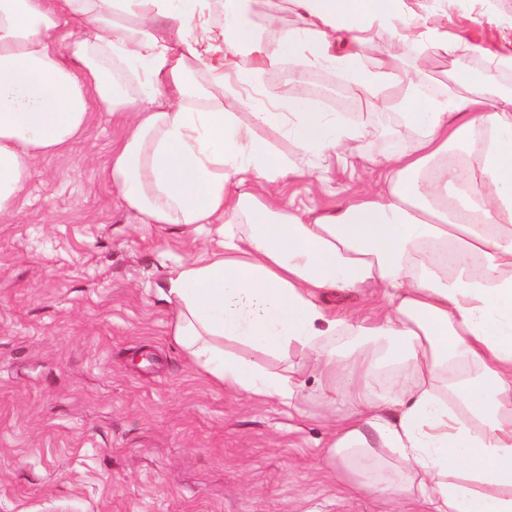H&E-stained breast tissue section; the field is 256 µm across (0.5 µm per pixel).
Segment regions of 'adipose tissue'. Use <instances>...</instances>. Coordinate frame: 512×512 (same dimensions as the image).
<instances>
[{
  "label": "adipose tissue",
  "instance_id": "obj_1",
  "mask_svg": "<svg viewBox=\"0 0 512 512\" xmlns=\"http://www.w3.org/2000/svg\"><path fill=\"white\" fill-rule=\"evenodd\" d=\"M442 2L0 0V219L38 159L87 131L92 103L125 114L105 168L125 207L224 240L156 290L192 363L292 408L299 386L270 362L300 352L322 390L346 382L354 410L328 456L364 489L427 512H512V91L497 87L512 41L470 66ZM381 33L443 63L442 90L425 95L402 55L367 54ZM281 67L285 97L260 81ZM316 72L393 110L408 144L377 160L369 195L300 210L279 187L302 168L259 129L324 169L365 126L314 105ZM360 290L377 297L371 315L323 303ZM382 339L406 374L384 393Z\"/></svg>",
  "mask_w": 512,
  "mask_h": 512
}]
</instances>
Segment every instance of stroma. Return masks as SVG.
Instances as JSON below:
<instances>
[{"instance_id":"35a3bbf8","label":"stroma","mask_w":512,"mask_h":512,"mask_svg":"<svg viewBox=\"0 0 512 512\" xmlns=\"http://www.w3.org/2000/svg\"><path fill=\"white\" fill-rule=\"evenodd\" d=\"M448 30L474 45L512 39L495 14L447 0ZM314 101L363 114L367 155L403 142L392 111L350 95ZM123 117L94 109L82 139L40 159L0 220V512H383L324 455L349 407L324 397L303 355L277 363L297 411L230 394L175 342L155 297L168 270L215 244L143 224L103 170ZM376 172L340 165L288 181L295 206L368 191Z\"/></svg>"}]
</instances>
